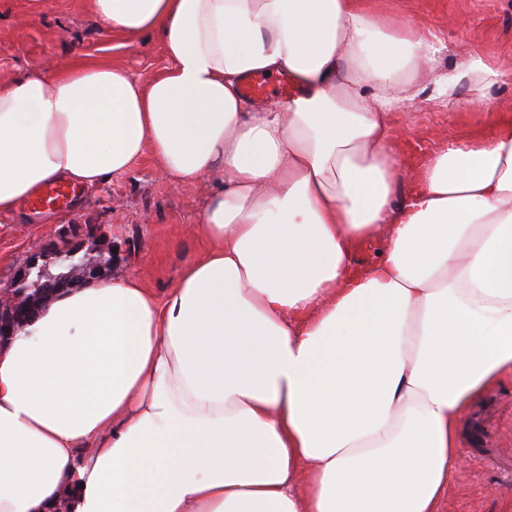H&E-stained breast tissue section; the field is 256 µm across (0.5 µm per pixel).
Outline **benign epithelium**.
<instances>
[{
  "label": "benign epithelium",
  "instance_id": "benign-epithelium-1",
  "mask_svg": "<svg viewBox=\"0 0 512 512\" xmlns=\"http://www.w3.org/2000/svg\"><path fill=\"white\" fill-rule=\"evenodd\" d=\"M81 251V244L73 243L65 250L37 251L26 258L13 281L0 289V340L30 321L35 303L52 291L73 288L100 277V267L90 261L83 263L76 274L50 272V264L75 258Z\"/></svg>",
  "mask_w": 512,
  "mask_h": 512
}]
</instances>
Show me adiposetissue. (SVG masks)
I'll list each match as a JSON object with an SVG mask.
<instances>
[{"label":"adipose tissue","mask_w":512,"mask_h":512,"mask_svg":"<svg viewBox=\"0 0 512 512\" xmlns=\"http://www.w3.org/2000/svg\"><path fill=\"white\" fill-rule=\"evenodd\" d=\"M90 5L169 64L0 82V214L148 152L209 182L204 248L164 295L85 283L0 342V512H439L461 421L512 374V113L411 171L400 110L512 73L467 44L443 68L367 0ZM281 70L287 102L241 94Z\"/></svg>","instance_id":"1"}]
</instances>
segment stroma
<instances>
[{
  "label": "stroma",
  "mask_w": 512,
  "mask_h": 512,
  "mask_svg": "<svg viewBox=\"0 0 512 512\" xmlns=\"http://www.w3.org/2000/svg\"><path fill=\"white\" fill-rule=\"evenodd\" d=\"M373 8L415 20L446 45H478L494 66L512 69V0H369ZM88 54L148 81L168 60L155 36L132 39L104 34L88 0H0V81L66 66L75 52ZM455 119L417 102L401 121L407 140L435 141L476 128L478 106L458 98ZM207 184L183 189L143 157L127 173L83 192L65 214L0 218V283L10 282L34 246L81 240L88 259L116 258L108 276L136 275L155 293L176 282L182 267L202 250L195 226ZM464 462L441 512H512V376L504 377L465 415L460 427Z\"/></svg>",
  "instance_id": "stroma-1"
}]
</instances>
